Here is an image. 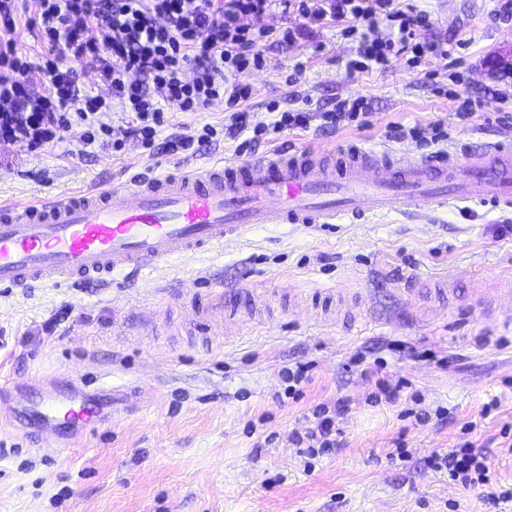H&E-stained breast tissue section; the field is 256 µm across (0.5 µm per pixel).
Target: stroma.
<instances>
[{
  "instance_id": "obj_1",
  "label": "stroma",
  "mask_w": 512,
  "mask_h": 512,
  "mask_svg": "<svg viewBox=\"0 0 512 512\" xmlns=\"http://www.w3.org/2000/svg\"><path fill=\"white\" fill-rule=\"evenodd\" d=\"M428 11L427 41L447 44L464 88L486 100L459 126L444 89L452 78L435 57L418 67L395 61L385 72L349 75L352 44L333 19L268 14L262 26H292L290 46H272L248 80L255 121L269 123L270 103L320 111L342 97L371 103L369 124L332 132L317 125L270 133L223 132L175 158L135 141L122 152L92 148L73 156L81 130L39 154L0 143V203L71 193L133 176H162L243 162L273 150L353 143L413 158L428 150L389 141L388 125L429 129L442 122L450 149H479L512 136L489 115L494 74L512 65V24L496 21L494 0H408ZM303 62L296 86L289 68ZM158 137L222 128L224 105L200 112L167 108ZM512 209L430 210L329 227L262 225L167 274L114 275L67 288L0 286V383L11 404L51 394L97 404L101 424L65 445L0 429V512H512L489 505L480 489L460 490L425 462L452 451L461 428L490 399L484 422L490 464L512 487V449L497 436L512 425V321L489 305L512 282ZM222 282L236 320L201 309ZM266 289L256 304L254 289ZM309 367L295 396L284 373ZM380 369L401 392L370 404L365 373ZM430 416L409 417L414 397ZM344 400L341 442L306 472L291 443L312 409Z\"/></svg>"
}]
</instances>
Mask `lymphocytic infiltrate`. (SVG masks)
<instances>
[{
	"label": "lymphocytic infiltrate",
	"mask_w": 512,
	"mask_h": 512,
	"mask_svg": "<svg viewBox=\"0 0 512 512\" xmlns=\"http://www.w3.org/2000/svg\"><path fill=\"white\" fill-rule=\"evenodd\" d=\"M17 2L0 0V142L31 152L76 125L83 128L81 155L94 146L118 152L133 138L172 157L217 136V128L206 124L158 141L170 104L199 112L224 101L232 129L257 139L271 130L306 128L315 119L325 130L363 122L370 105L362 97L336 101L316 114L273 104L271 124L253 121L245 107L253 94L248 75L264 67L267 44L285 45L296 37L292 28L276 32L253 25V18L276 8L313 23L344 21L345 36L356 44L346 64L352 75L387 70L402 56L414 66L449 55L444 46L419 40L432 17L401 0H35L31 24L43 50L33 58L17 47ZM382 25L388 35L378 34ZM84 71L94 75L93 91L79 87ZM117 108L134 114L133 126L115 131L111 114ZM347 410L342 401L315 406L307 426L294 433L291 441L305 470H314L317 455L336 449V421ZM477 428L476 421L465 422L463 442L451 452L431 453L428 463L456 486L483 487L492 503L512 502V488L498 485L488 463L489 442Z\"/></svg>",
	"instance_id": "f902f5d3"
}]
</instances>
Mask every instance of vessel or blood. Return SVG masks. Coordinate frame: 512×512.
Segmentation results:
<instances>
[{
    "label": "vessel or blood",
    "mask_w": 512,
    "mask_h": 512,
    "mask_svg": "<svg viewBox=\"0 0 512 512\" xmlns=\"http://www.w3.org/2000/svg\"><path fill=\"white\" fill-rule=\"evenodd\" d=\"M512 207V141L427 160L349 145L272 151L131 185L0 204V285L59 287L223 247L256 224H336L459 204ZM98 423L88 405L45 404L43 435Z\"/></svg>",
    "instance_id": "obj_1"
}]
</instances>
